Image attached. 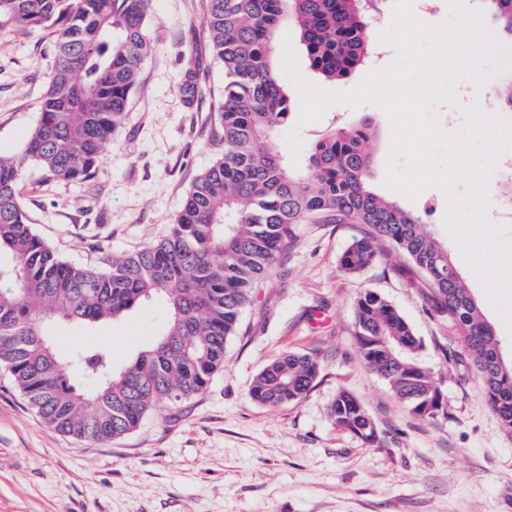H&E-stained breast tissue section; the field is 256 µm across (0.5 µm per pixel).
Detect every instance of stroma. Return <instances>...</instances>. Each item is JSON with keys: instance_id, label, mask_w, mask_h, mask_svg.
<instances>
[{"instance_id": "1", "label": "stroma", "mask_w": 512, "mask_h": 512, "mask_svg": "<svg viewBox=\"0 0 512 512\" xmlns=\"http://www.w3.org/2000/svg\"><path fill=\"white\" fill-rule=\"evenodd\" d=\"M152 53L143 62L115 139L87 182L47 178L35 164L21 175V201L37 234L66 261L96 264L108 254L152 243L172 224L195 178L211 165L224 97V70L208 39L202 0H151ZM199 92H182L188 67ZM53 67L49 30L0 31V151L21 153L40 119ZM371 118L376 130L372 186L411 213L448 253L512 362V330L491 304L442 226L443 195L416 201L382 185L390 143L377 106L330 108L302 126L312 144L331 126ZM436 208L425 212V201ZM354 224H302L226 345L224 369L196 398L147 415L107 443L49 429L0 368V512H512V434L487 404L482 379L463 354L462 335L404 275L402 257L357 273L340 256ZM388 300L422 341L438 374L442 409L414 414L362 362L355 336L358 296ZM162 303L131 310L90 330L57 327L61 351L111 348L115 365L132 360L161 332ZM311 356L319 373L300 401L253 402V378L284 352ZM352 393L375 422L368 444L334 423L338 390Z\"/></svg>"}]
</instances>
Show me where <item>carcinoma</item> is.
Segmentation results:
<instances>
[{
  "label": "carcinoma",
  "instance_id": "1",
  "mask_svg": "<svg viewBox=\"0 0 512 512\" xmlns=\"http://www.w3.org/2000/svg\"><path fill=\"white\" fill-rule=\"evenodd\" d=\"M512 36V0H486ZM207 34L226 82L215 144L220 156L194 180L169 230L138 251L86 267L62 259L33 229L18 185L26 161L49 177L86 182L103 147L118 134L141 66L152 52L149 0H0V31L47 28L52 73L41 117L20 157L0 154V366L49 428L105 443L133 431L164 405L201 394L224 369V353L253 289L288 252L299 224H356L340 268L357 273L396 253L405 274L461 331L484 394L512 433V365L493 327L423 218L371 188L370 118L333 129L313 144L304 167L274 144L294 110L275 64L278 30L297 28L313 71L349 77L373 56L371 17L382 0H203ZM162 301L161 334L116 367L107 346L63 354L54 328L89 329L133 308ZM363 363L425 419L442 408L435 370L409 324L373 291L355 304ZM318 375L307 355L286 352L249 387L251 399L278 407L301 400ZM336 426L374 443V422L340 390L330 405Z\"/></svg>",
  "mask_w": 512,
  "mask_h": 512
}]
</instances>
